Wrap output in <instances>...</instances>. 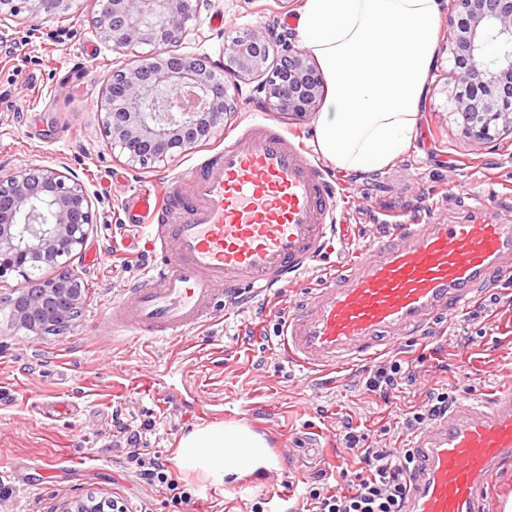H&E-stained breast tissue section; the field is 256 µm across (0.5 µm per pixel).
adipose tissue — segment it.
<instances>
[{"label":"adipose tissue","instance_id":"1","mask_svg":"<svg viewBox=\"0 0 512 512\" xmlns=\"http://www.w3.org/2000/svg\"><path fill=\"white\" fill-rule=\"evenodd\" d=\"M441 12V0H302L296 39L328 86L314 140L324 158L369 173L407 150L429 95ZM268 448L248 425L229 421L185 435L176 460L222 485L273 466Z\"/></svg>","mask_w":512,"mask_h":512}]
</instances>
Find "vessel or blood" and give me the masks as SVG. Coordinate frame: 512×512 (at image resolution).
Returning a JSON list of instances; mask_svg holds the SVG:
<instances>
[{
  "label": "vessel or blood",
  "instance_id": "b4317fda",
  "mask_svg": "<svg viewBox=\"0 0 512 512\" xmlns=\"http://www.w3.org/2000/svg\"><path fill=\"white\" fill-rule=\"evenodd\" d=\"M340 199L303 144L273 120L252 121L162 195L130 202L129 222L148 227L150 261L106 319L137 337H179L217 304L286 288L330 250ZM393 236L289 316L283 344L293 361L347 367L378 337L402 345L440 312L467 308L491 276H512V224L485 206L462 224H399ZM409 446L406 512H486L491 483L512 462V385L457 403Z\"/></svg>",
  "mask_w": 512,
  "mask_h": 512
}]
</instances>
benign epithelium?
<instances>
[{
  "label": "benign epithelium",
  "mask_w": 512,
  "mask_h": 512,
  "mask_svg": "<svg viewBox=\"0 0 512 512\" xmlns=\"http://www.w3.org/2000/svg\"><path fill=\"white\" fill-rule=\"evenodd\" d=\"M60 3L0 0V15L33 17ZM102 3L97 28L114 51L152 47L103 79L107 147L120 149L132 167L214 136L236 110L243 83L259 81L274 108L296 116L313 111L324 95L321 71L285 34L250 29L225 39L221 80L209 61L172 50L197 15L193 0H166L162 11L157 0ZM456 9L448 20L455 112L464 129L491 141L501 128L512 132V0H456ZM92 224L89 193L72 170L26 165L0 176V278L44 265L55 270L15 290L14 325L39 333L57 311L84 305L71 262L86 249ZM58 512H105L104 502L75 497Z\"/></svg>",
  "instance_id": "benign-epithelium-1"
}]
</instances>
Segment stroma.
<instances>
[{
	"label": "stroma",
	"mask_w": 512,
	"mask_h": 512,
	"mask_svg": "<svg viewBox=\"0 0 512 512\" xmlns=\"http://www.w3.org/2000/svg\"><path fill=\"white\" fill-rule=\"evenodd\" d=\"M301 0H201L195 19L176 45L179 54L222 62L224 39L241 29L275 27L284 33ZM95 0H63L53 14L0 18V172L25 165L69 167L84 181L96 213L89 252L74 268L88 291L81 320L61 334L17 328L0 310V512H55L77 496L123 500L130 512H166L168 493L147 485L112 435V418L132 426L148 420L149 451L175 459L180 438L198 426L221 423L228 406L270 447L287 443L279 468L304 479L350 461L341 449V425L352 421L369 440L406 444L407 412L431 388L479 400L512 383V279L493 281L485 335H476L471 310L449 312L407 346L385 356L413 362L416 381L389 398L366 392L373 360L343 370L311 371L280 349L276 329L289 308L308 302L329 269L351 262L394 225L450 224L466 220L478 203L491 205L512 224V133L493 141L465 132L450 99L453 55L448 25L440 23L431 94L410 149L377 173L351 174L325 163L342 192V226L329 256L315 262L292 286L270 299L252 298L208 315L189 337L151 343L113 333L104 311L138 280L147 263L136 244L142 229L125 215L127 198L173 179L224 147L247 121L275 116L288 135L311 144L317 113H270L254 84L224 121L220 134L175 157L131 169L106 145L103 79L123 61L92 23ZM221 17L222 26L212 23ZM174 395L156 392V384ZM69 401L71 414L48 418L41 402ZM83 455L81 465L72 458ZM192 493L190 512H245L272 488L265 472L231 485H212L178 474Z\"/></svg>",
	"instance_id": "stroma-1"
}]
</instances>
